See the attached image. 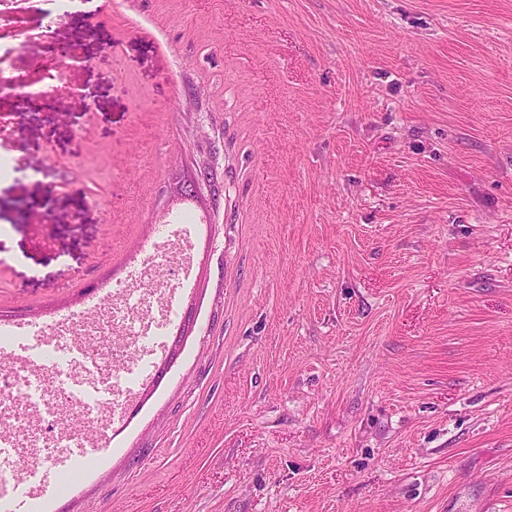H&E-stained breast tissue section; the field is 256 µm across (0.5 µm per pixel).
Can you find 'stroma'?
Wrapping results in <instances>:
<instances>
[{
    "instance_id": "stroma-1",
    "label": "stroma",
    "mask_w": 512,
    "mask_h": 512,
    "mask_svg": "<svg viewBox=\"0 0 512 512\" xmlns=\"http://www.w3.org/2000/svg\"><path fill=\"white\" fill-rule=\"evenodd\" d=\"M0 11L79 46L90 104L0 134V326L195 227L176 362L21 512H512V0Z\"/></svg>"
}]
</instances>
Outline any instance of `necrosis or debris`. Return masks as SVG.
Segmentation results:
<instances>
[{"label": "necrosis or debris", "mask_w": 512, "mask_h": 512, "mask_svg": "<svg viewBox=\"0 0 512 512\" xmlns=\"http://www.w3.org/2000/svg\"><path fill=\"white\" fill-rule=\"evenodd\" d=\"M191 225H163L141 247L130 276L106 289L85 317L63 318L34 336L5 334L10 361L0 362V491L17 492L61 455L92 448L107 415L122 410L161 345L175 310L168 265H190ZM22 454L17 469L6 451Z\"/></svg>", "instance_id": "1"}]
</instances>
